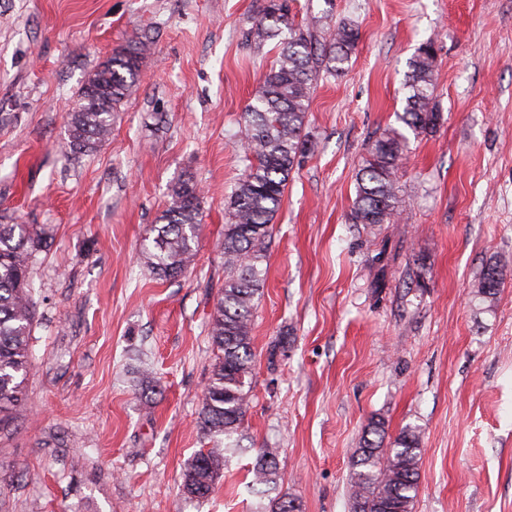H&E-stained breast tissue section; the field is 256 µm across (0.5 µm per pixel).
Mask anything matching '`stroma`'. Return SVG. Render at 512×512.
<instances>
[{
    "label": "stroma",
    "mask_w": 512,
    "mask_h": 512,
    "mask_svg": "<svg viewBox=\"0 0 512 512\" xmlns=\"http://www.w3.org/2000/svg\"><path fill=\"white\" fill-rule=\"evenodd\" d=\"M263 0H0V222L42 224L27 402L0 429V512H254L247 470L279 449L275 497L350 512L370 420L420 429L413 512H512V0H293L296 24L356 26L344 70L321 73L257 301L250 410L203 503L181 474L199 426L224 283V202L246 162L243 113L276 51L246 34ZM150 43L111 138L66 152L88 76ZM435 50L441 121L398 171L403 218L354 224L355 174L404 107L401 82ZM205 190L194 266L158 280L142 260L168 189ZM284 342L277 356L272 345ZM507 277V265L499 262H490L484 267L478 283V294L484 299H496L500 288Z\"/></svg>",
    "instance_id": "obj_1"
}]
</instances>
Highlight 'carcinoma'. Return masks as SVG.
Masks as SVG:
<instances>
[{
	"instance_id": "carcinoma-1",
	"label": "carcinoma",
	"mask_w": 512,
	"mask_h": 512,
	"mask_svg": "<svg viewBox=\"0 0 512 512\" xmlns=\"http://www.w3.org/2000/svg\"><path fill=\"white\" fill-rule=\"evenodd\" d=\"M321 27L323 18L318 16L295 24L288 0H265L261 18L248 32V41L257 50L279 40L278 55L244 112L240 143L249 165L225 208L224 287L209 324L217 354L199 417L200 429L215 445L196 452L182 472L185 498L197 503L209 497L231 456L242 451L235 435L250 408L253 321L266 278L272 221L294 167L316 149L304 133L311 89L321 71L339 72L360 40L358 29L339 23L330 40L321 43L315 38ZM430 49V43L423 44L404 74L405 105L397 114L403 129H387L373 140L356 174L350 212L354 224H396L401 217L397 172L409 144L406 132L416 138L428 135L440 119ZM148 50L145 41L116 50L88 77L67 115L69 152L91 153L110 139L114 111L134 92L141 56ZM202 202L193 175L183 174L171 185L167 207L142 252L158 279H175L194 265ZM48 238L40 224H0V424L25 403L35 319L30 271ZM506 277L507 265L486 264L478 294L496 299ZM384 437L383 424L373 421L368 437L354 452L350 512H412L419 480V431L403 428L387 448ZM251 473L250 488L258 494L271 490L279 473L278 449H259Z\"/></svg>"
}]
</instances>
